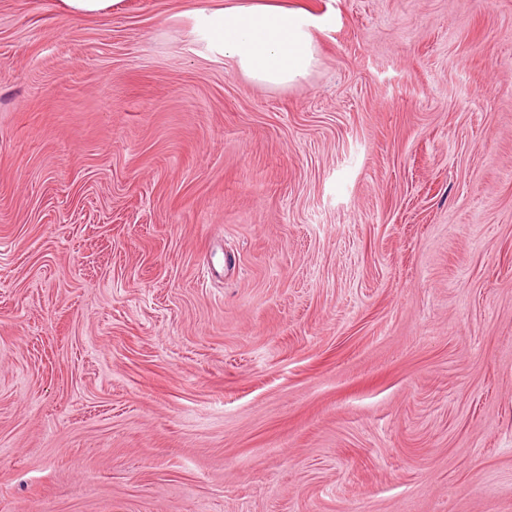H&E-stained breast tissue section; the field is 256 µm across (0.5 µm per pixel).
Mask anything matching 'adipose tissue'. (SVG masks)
<instances>
[{"label":"adipose tissue","mask_w":512,"mask_h":512,"mask_svg":"<svg viewBox=\"0 0 512 512\" xmlns=\"http://www.w3.org/2000/svg\"><path fill=\"white\" fill-rule=\"evenodd\" d=\"M330 23V18L262 0L201 13L195 29L211 52L232 60L249 80L278 87L307 78L316 61L313 32Z\"/></svg>","instance_id":"1"}]
</instances>
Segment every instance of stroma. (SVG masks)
Instances as JSON below:
<instances>
[{
    "label": "stroma",
    "instance_id": "stroma-1",
    "mask_svg": "<svg viewBox=\"0 0 512 512\" xmlns=\"http://www.w3.org/2000/svg\"><path fill=\"white\" fill-rule=\"evenodd\" d=\"M0 0V512H512V0ZM121 0H59V8L78 17H95L112 12ZM331 23L278 4H232L199 14L195 29L249 80L278 87L307 78L316 61L313 32Z\"/></svg>",
    "mask_w": 512,
    "mask_h": 512
}]
</instances>
